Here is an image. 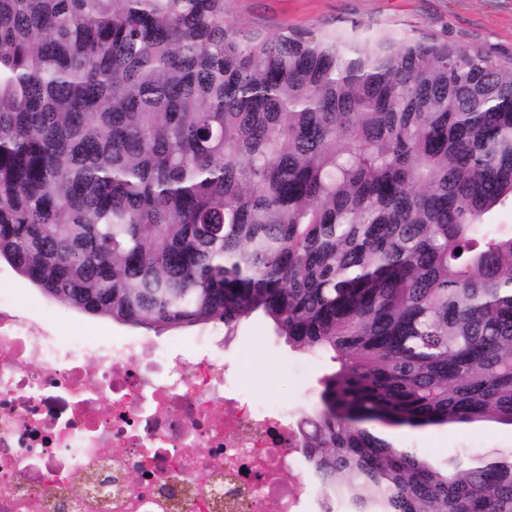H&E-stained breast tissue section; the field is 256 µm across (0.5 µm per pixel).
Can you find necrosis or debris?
<instances>
[{
	"label": "necrosis or debris",
	"instance_id": "1",
	"mask_svg": "<svg viewBox=\"0 0 512 512\" xmlns=\"http://www.w3.org/2000/svg\"><path fill=\"white\" fill-rule=\"evenodd\" d=\"M289 429L226 389L223 358L95 346L0 308V512H301ZM135 474L121 484V471Z\"/></svg>",
	"mask_w": 512,
	"mask_h": 512
}]
</instances>
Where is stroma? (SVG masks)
Returning a JSON list of instances; mask_svg holds the SVG:
<instances>
[{
	"instance_id": "obj_1",
	"label": "stroma",
	"mask_w": 512,
	"mask_h": 512,
	"mask_svg": "<svg viewBox=\"0 0 512 512\" xmlns=\"http://www.w3.org/2000/svg\"><path fill=\"white\" fill-rule=\"evenodd\" d=\"M224 17L233 25L280 33L291 28L399 34H435L463 44L512 54V0H225ZM0 303L49 321L65 335L106 336L113 343L140 340L161 350L188 352L196 347L223 357L230 388L245 385L255 403L280 409L288 425L318 404L319 379L328 359L293 351L270 321L253 317L233 338L220 327H190L156 333L95 318L45 296L5 261H0ZM376 434L396 444L423 449L435 458L469 457L488 448H512V429L461 426L408 430L374 424Z\"/></svg>"
}]
</instances>
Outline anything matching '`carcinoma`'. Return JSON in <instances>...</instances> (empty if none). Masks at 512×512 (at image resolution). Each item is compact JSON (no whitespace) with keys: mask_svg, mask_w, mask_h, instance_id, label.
I'll return each mask as SVG.
<instances>
[{"mask_svg":"<svg viewBox=\"0 0 512 512\" xmlns=\"http://www.w3.org/2000/svg\"><path fill=\"white\" fill-rule=\"evenodd\" d=\"M461 253H456V250ZM147 330L253 316L333 362L292 437L323 512H512V57L244 31L224 0H0V260ZM374 432L397 445L414 446L435 458L460 455L470 457L486 448H512V429L503 426H461L452 429L408 430L379 423L371 424Z\"/></svg>","mask_w":512,"mask_h":512,"instance_id":"carcinoma-1","label":"carcinoma"}]
</instances>
